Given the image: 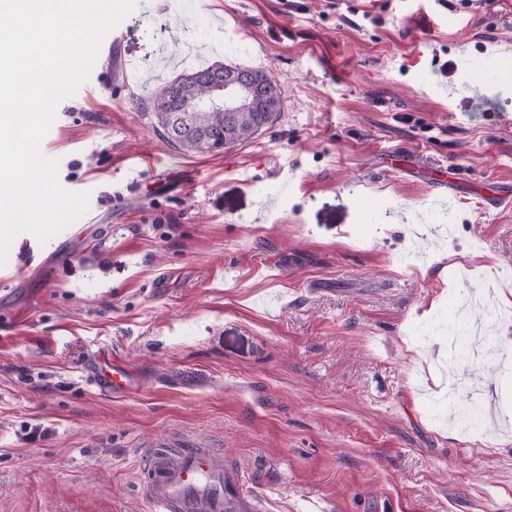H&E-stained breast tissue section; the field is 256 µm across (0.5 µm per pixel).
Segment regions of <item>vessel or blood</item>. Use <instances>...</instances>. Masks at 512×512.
Segmentation results:
<instances>
[{
  "label": "vessel or blood",
  "mask_w": 512,
  "mask_h": 512,
  "mask_svg": "<svg viewBox=\"0 0 512 512\" xmlns=\"http://www.w3.org/2000/svg\"><path fill=\"white\" fill-rule=\"evenodd\" d=\"M477 80L496 75L507 60L491 50L475 59ZM103 393H125L136 385L133 373L117 357L91 379ZM142 497L150 512H258L254 499L242 489L236 469L228 465L223 450L191 440L177 445L156 443L147 452L141 471Z\"/></svg>",
  "instance_id": "1"
}]
</instances>
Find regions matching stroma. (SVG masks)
<instances>
[{"label":"stroma","mask_w":512,"mask_h":512,"mask_svg":"<svg viewBox=\"0 0 512 512\" xmlns=\"http://www.w3.org/2000/svg\"><path fill=\"white\" fill-rule=\"evenodd\" d=\"M200 42L282 92L218 154L150 101ZM485 47L512 59V0H134L41 141L85 213L0 266V512H145L146 449L190 438L262 512H512V345L453 375L495 428L444 421L461 300L512 337V202L473 195L512 186ZM106 349L138 389L90 386ZM474 63L475 76L477 80L483 81L496 75L502 67L509 64V61L498 53L485 49L474 57Z\"/></svg>","instance_id":"1"}]
</instances>
